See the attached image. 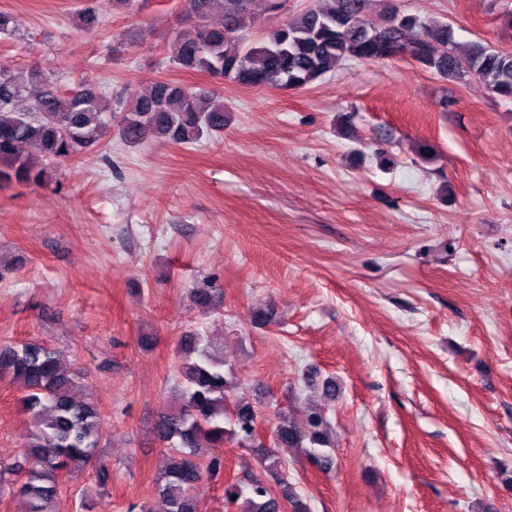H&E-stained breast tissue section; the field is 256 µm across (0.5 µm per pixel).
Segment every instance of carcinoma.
Returning <instances> with one entry per match:
<instances>
[{
  "label": "carcinoma",
  "instance_id": "1",
  "mask_svg": "<svg viewBox=\"0 0 512 512\" xmlns=\"http://www.w3.org/2000/svg\"><path fill=\"white\" fill-rule=\"evenodd\" d=\"M367 2L314 0L251 43L244 34L253 23L251 0H187L195 22L176 35L173 61L245 86L300 89L351 59H401L451 82L475 77L512 100V52L460 44L448 25L402 13L392 2L390 24L377 27L363 17ZM216 11L224 13L223 22H211ZM111 121L129 146L149 139L191 145L224 132L226 115L224 105L178 83L156 81L147 94L110 105L92 86L62 95L42 70H30L23 84L0 64V183L43 181L52 164L97 145ZM178 348L177 406L155 423L157 439L169 449L155 482L162 512H202L199 487L223 477L217 449L226 442L254 451L271 473L283 470V448H306L314 466L331 467L332 457L323 451L330 446V424L322 413H310L302 424L279 415L267 444L257 430L260 410L236 395L241 384L224 347L189 333ZM0 376L24 383L23 405L32 420L25 463L0 460V495L18 497L23 512H59L63 472L96 462L109 428L93 402L75 397L80 376L64 369L51 347L34 341L1 346ZM224 499L238 512L305 509L285 477L277 494L259 479L227 481Z\"/></svg>",
  "mask_w": 512,
  "mask_h": 512
}]
</instances>
